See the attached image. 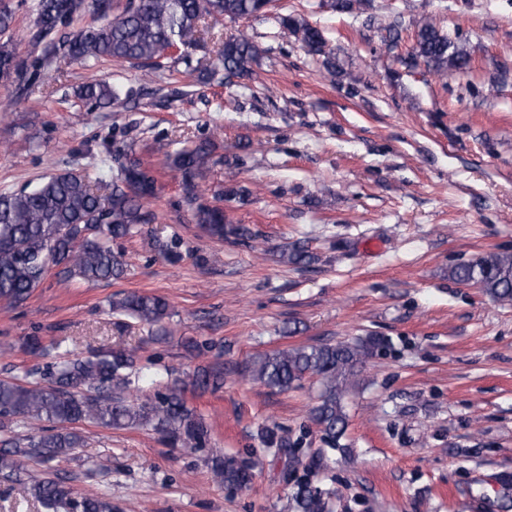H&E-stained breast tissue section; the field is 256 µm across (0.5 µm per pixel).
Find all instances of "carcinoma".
<instances>
[{
  "label": "carcinoma",
  "instance_id": "cac0c4a2",
  "mask_svg": "<svg viewBox=\"0 0 512 512\" xmlns=\"http://www.w3.org/2000/svg\"><path fill=\"white\" fill-rule=\"evenodd\" d=\"M272 0H37L34 25L46 42L43 55L26 62L19 59L11 40L0 42V79L20 84L52 67L53 59L86 63L110 59L126 63L142 77L153 79L159 72L178 64L190 65L189 50L208 32V21H231L260 17ZM91 11L101 19L96 26L73 28L75 19ZM285 34L309 53L325 56L328 70L336 69L326 51L322 30L293 15L281 17ZM402 24L394 21L383 28L381 41L392 51L401 40ZM411 54L399 58L408 67L424 65L443 74L449 70L466 76L471 58L456 41L444 34L430 18L417 23ZM262 49L246 33L224 38L217 65L192 68L196 80L208 85L218 73L223 79L247 77ZM78 97L93 108L109 107L121 100L114 82L84 84ZM117 174L106 195L94 191L86 173L65 170L42 178L33 187L0 193V299L12 305L24 303L53 267L60 268L63 282H96L119 279L127 263L119 242L154 224L157 214L150 204L158 194L157 178L134 145L115 147ZM167 167L179 179L178 206L212 237L251 244L263 238L247 224H233L224 209L200 199L197 179L214 163L211 142L199 140L166 154ZM165 257L181 259V241L155 239ZM279 260L292 264L315 261L305 247L294 245L279 252ZM452 279L476 284L492 300L512 304V253L492 252L474 261L452 267ZM114 314L130 316L147 325L151 333H170L169 304L161 297L127 293L110 302ZM386 345L378 336L354 343L313 344L266 352L248 367L249 375L272 390L286 392L315 377L322 388L314 418L331 439L343 434L346 425L343 398L358 368ZM186 357L203 359L224 345L213 341L183 343ZM135 349H96L87 356L65 349L59 358L43 367L25 370L26 380L0 379V431L17 434L0 448V476L27 486L50 512H112V502L74 494L67 481L48 469L23 470L16 455L36 458L43 464L66 456L81 447L82 437L69 430L79 422L108 429L149 428L170 444L206 445L210 428L186 399L189 393H215L224 387V368L199 364L175 374L168 369L164 390L135 400L130 391L138 388L141 368ZM25 433H17V429ZM266 449L288 453V465L296 468L299 458L289 449L282 428L273 422L261 428ZM255 464L221 455L210 460L213 479L236 488H247ZM295 512H327L326 492L307 482L297 483L292 494Z\"/></svg>",
  "mask_w": 512,
  "mask_h": 512
}]
</instances>
